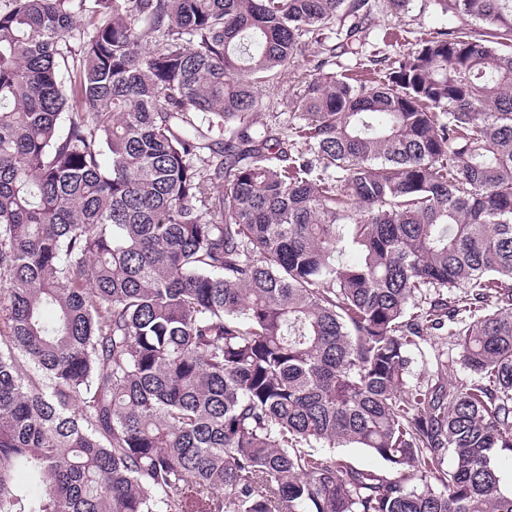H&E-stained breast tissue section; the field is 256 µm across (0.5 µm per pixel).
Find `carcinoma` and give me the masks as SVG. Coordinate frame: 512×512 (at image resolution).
I'll return each instance as SVG.
<instances>
[{
  "mask_svg": "<svg viewBox=\"0 0 512 512\" xmlns=\"http://www.w3.org/2000/svg\"><path fill=\"white\" fill-rule=\"evenodd\" d=\"M368 3L0 8V512H512V0L372 88L323 71ZM435 333L468 377L412 384ZM316 50L311 47L303 48L294 62L283 71L279 83L274 82L261 89L264 110L258 116V127L271 123V120L275 122L276 119L277 123L288 129V135H293L294 129L305 123L300 112H294L292 96L301 81L318 73L315 70L318 59L315 57ZM321 453L334 455L336 458H343L353 462L361 467H369L375 469H383L384 464L378 458L370 455L361 448L345 447V448H316Z\"/></svg>",
  "mask_w": 512,
  "mask_h": 512,
  "instance_id": "obj_1",
  "label": "carcinoma"
}]
</instances>
